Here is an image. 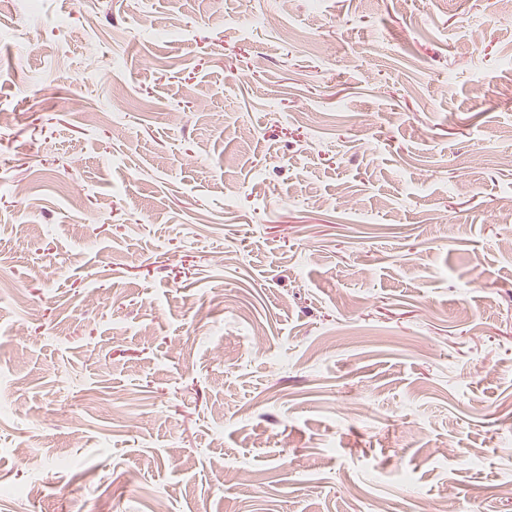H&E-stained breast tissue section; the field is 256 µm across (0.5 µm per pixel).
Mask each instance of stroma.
<instances>
[{
	"instance_id": "stroma-1",
	"label": "stroma",
	"mask_w": 512,
	"mask_h": 512,
	"mask_svg": "<svg viewBox=\"0 0 512 512\" xmlns=\"http://www.w3.org/2000/svg\"><path fill=\"white\" fill-rule=\"evenodd\" d=\"M478 82L498 0H9L0 512H512Z\"/></svg>"
}]
</instances>
